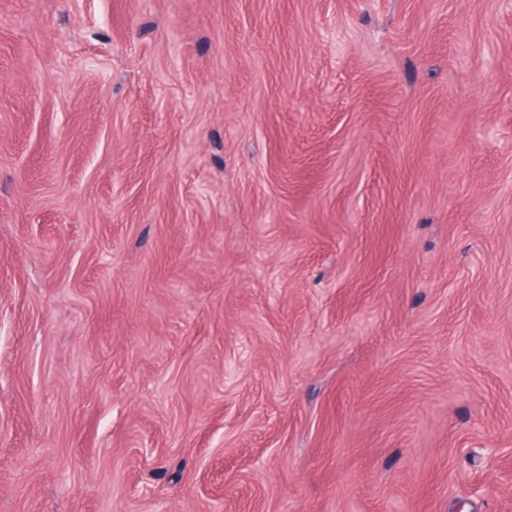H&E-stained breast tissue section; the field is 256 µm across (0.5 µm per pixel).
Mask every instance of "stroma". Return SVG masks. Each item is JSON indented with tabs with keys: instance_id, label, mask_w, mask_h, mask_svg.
Listing matches in <instances>:
<instances>
[{
	"instance_id": "obj_1",
	"label": "stroma",
	"mask_w": 512,
	"mask_h": 512,
	"mask_svg": "<svg viewBox=\"0 0 512 512\" xmlns=\"http://www.w3.org/2000/svg\"><path fill=\"white\" fill-rule=\"evenodd\" d=\"M0 512H512V6L0 0Z\"/></svg>"
}]
</instances>
